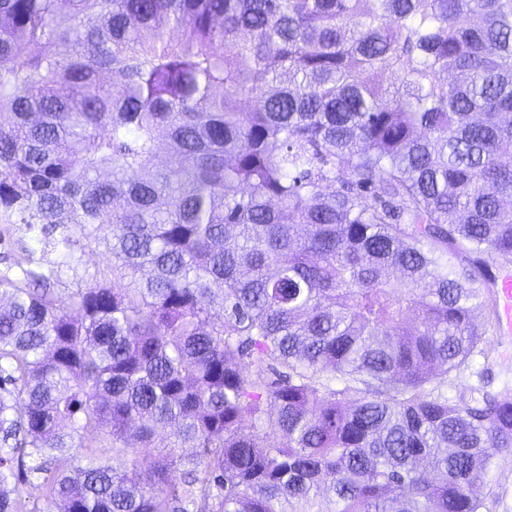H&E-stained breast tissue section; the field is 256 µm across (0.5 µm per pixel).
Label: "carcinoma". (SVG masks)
Segmentation results:
<instances>
[{
  "mask_svg": "<svg viewBox=\"0 0 512 512\" xmlns=\"http://www.w3.org/2000/svg\"><path fill=\"white\" fill-rule=\"evenodd\" d=\"M509 202L512 0H0V512H489ZM41 225L28 231L23 224H0V275L8 272V265L24 254L25 250L35 249L33 254L34 266L42 271L55 268L63 260L61 248L53 245L38 244L37 237H41ZM7 256V260L4 259ZM75 263L77 267V278L69 273V276L64 277L62 281L56 286L57 296L62 300H67L69 295L77 288V280L82 277L84 271L93 273L98 269H106L112 264V255L107 253L102 247L98 248L93 244L78 250L75 255ZM483 358L480 355L473 357L472 363L467 370L457 375L452 388L448 389L449 396H459L465 392L468 396L471 386L478 385V372L483 369Z\"/></svg>",
  "mask_w": 512,
  "mask_h": 512,
  "instance_id": "carcinoma-1",
  "label": "carcinoma"
}]
</instances>
